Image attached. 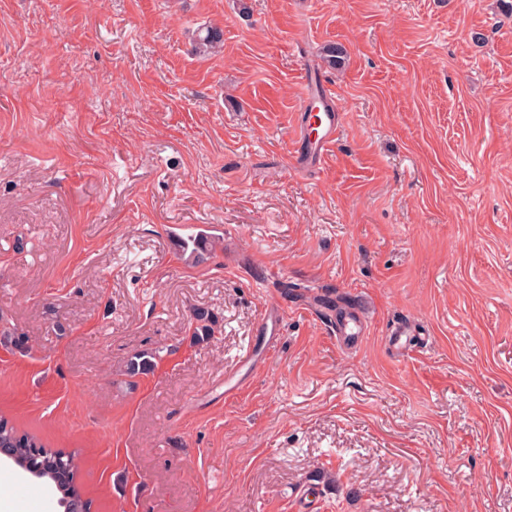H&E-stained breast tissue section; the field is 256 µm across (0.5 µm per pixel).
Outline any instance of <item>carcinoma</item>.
I'll return each instance as SVG.
<instances>
[{"mask_svg": "<svg viewBox=\"0 0 512 512\" xmlns=\"http://www.w3.org/2000/svg\"><path fill=\"white\" fill-rule=\"evenodd\" d=\"M198 47L205 51H214L223 47L221 30L210 27L205 36L199 38ZM180 256L191 264L207 260L212 250L210 239L196 236L179 238L175 243ZM216 317L213 313L196 309L191 318L192 335L199 341H205L214 332ZM153 353L144 352L132 358L128 365V374L135 376L152 364ZM0 448L13 450V463L22 470H31V476L52 483L61 498L79 504L75 512H90L91 502L83 497L77 482L79 460L74 452L54 450L47 447L36 436L20 431L7 418L0 416Z\"/></svg>", "mask_w": 512, "mask_h": 512, "instance_id": "carcinoma-1", "label": "carcinoma"}]
</instances>
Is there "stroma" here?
<instances>
[{
    "label": "stroma",
    "instance_id": "obj_1",
    "mask_svg": "<svg viewBox=\"0 0 512 512\" xmlns=\"http://www.w3.org/2000/svg\"><path fill=\"white\" fill-rule=\"evenodd\" d=\"M311 79L344 119L304 166ZM271 304L277 345L225 394ZM404 320L429 341L399 356ZM0 325L25 339L0 415L78 451L91 512H296L308 487L317 512H512V14L0 0ZM211 240L204 236H196L187 239L179 238L175 246L180 256L191 264H199L208 259L207 255L212 250ZM216 325V317L208 310L196 309L194 310L191 318L192 336H195L198 341H205L214 332ZM367 331V322L360 316L346 319L336 325V337L346 348H356Z\"/></svg>",
    "mask_w": 512,
    "mask_h": 512
}]
</instances>
